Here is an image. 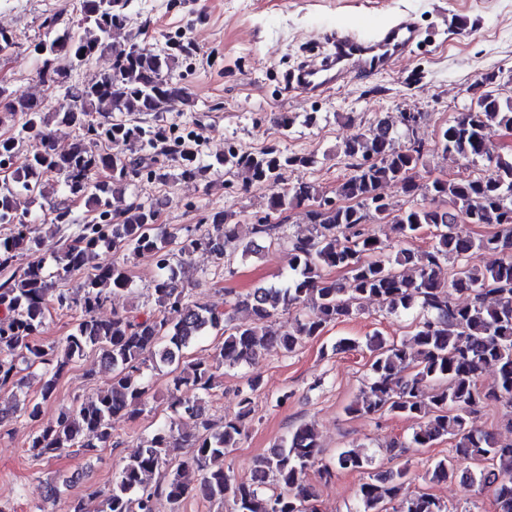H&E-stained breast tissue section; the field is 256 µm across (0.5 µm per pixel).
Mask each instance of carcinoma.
Listing matches in <instances>:
<instances>
[{"label":"carcinoma","mask_w":512,"mask_h":512,"mask_svg":"<svg viewBox=\"0 0 512 512\" xmlns=\"http://www.w3.org/2000/svg\"><path fill=\"white\" fill-rule=\"evenodd\" d=\"M131 0H81L75 37L59 31L58 18L44 26L53 37L41 40L43 54L38 78L50 94L64 84L70 71L97 56L110 57V65L87 84L70 85L64 102L48 109L45 96H13L0 85V125L23 119L15 132L0 138V156L18 153L24 140L41 141V149L28 154L21 166L0 182V224L11 225L10 236L0 239V269H13L0 283V391L21 386V373L42 368L39 401L26 403L23 417L37 423L28 443L29 454L50 460L67 449L94 451L114 445L112 421L123 416L136 420L146 407L148 370L170 368L176 395L171 402L173 419L140 438L112 482L103 512H159L163 495L169 512H180L188 494L185 474L202 473L199 492L211 502L231 505V512H318L307 476L317 463L319 449L313 429L304 424L268 454L255 460L251 475L238 478L224 469V458L236 448L248 429L251 395L259 379L247 377L239 390V411L220 426L206 414V397L216 387L221 366L236 368L262 353L290 354L307 339L319 336L330 324L355 318L362 302L382 300L393 313L410 312L411 332L401 342L375 335L367 342L371 359L369 383L360 398L345 408L349 415L392 414L410 416L417 426L406 441H396L390 451L398 458L405 448H428L434 442L455 441L454 455L434 461L429 480L459 479L465 488L477 486L491 492L496 512H512V445H500L493 433L470 423V415L490 401L512 409V257L493 267H483L479 256L486 251L512 249V153L502 154L491 144L493 128L512 131V96L490 92L477 96L470 107L441 131L436 148L445 157L469 163L486 161L494 173L459 179L434 178L426 186L428 202L395 210L383 193L396 185L412 197L416 174L427 153L425 144L412 137L421 113H399L398 125L378 119L366 132L348 140L343 153L351 159V172L336 184V204L310 182H284V172L312 167L316 155L289 153L271 145L258 152L233 146L216 162L203 163L196 154L181 152L178 141H169L163 130L151 125L114 122L112 113L154 114L185 96L173 81L179 56L190 47L175 44L157 53L137 37L122 41L113 30L123 24ZM98 122L99 140L83 138L64 152L50 143L49 126L81 128ZM181 158L182 175L194 178L224 168L248 174L250 183L268 188L264 215L250 227L252 237L240 239V225L231 224L224 210L206 217L208 223L161 230L160 211L152 203H133L122 212L109 213L108 196L122 197L135 179L125 172L163 179L154 168L158 157ZM57 173L66 192L110 215L107 224H83L77 236L59 251L55 275L47 274L40 252L44 244L33 235L19 211L20 197L44 194L40 175ZM302 208L312 224L307 237L291 241L286 279L260 286L234 306H242L250 321L235 323L227 312L190 301L181 279L182 262H174L172 246L183 238L194 250L205 251L222 262L224 273L234 274L235 259L260 253L265 245L284 239L282 215ZM51 221L73 223L72 210L48 203ZM392 224L407 243L426 226L433 228L432 243L425 249H400L395 256L386 245L364 232L369 219ZM494 225L499 231L476 237L464 226ZM148 254L157 274L152 295L158 310L146 315L112 313L99 320L95 312L115 293L132 287L125 260L94 263L97 251ZM29 256L15 266L20 254ZM410 265L415 275L399 267ZM340 271L349 280L332 276ZM72 283L60 288V283ZM467 294L470 302L459 305L451 292ZM61 310L80 311L72 331L59 345L43 343L47 297ZM295 311L286 330L273 329L272 319L281 311ZM224 341L220 361L189 360L186 351L211 332ZM102 355L110 376L94 394L61 409L49 422H40L41 404L55 397L60 377L71 363L88 353ZM493 365L497 380L484 389L479 370ZM189 422L197 428L182 429ZM192 448L168 474L164 488L151 487L148 478L168 465L176 451ZM469 468L457 472V462ZM372 459L355 450L336 456V467L362 471ZM273 481L274 489L267 488ZM409 468L379 471L359 489V512H446V506L426 491L410 492Z\"/></svg>","instance_id":"1"}]
</instances>
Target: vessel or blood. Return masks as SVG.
<instances>
[{
    "instance_id": "obj_1",
    "label": "vessel or blood",
    "mask_w": 512,
    "mask_h": 512,
    "mask_svg": "<svg viewBox=\"0 0 512 512\" xmlns=\"http://www.w3.org/2000/svg\"><path fill=\"white\" fill-rule=\"evenodd\" d=\"M419 37L409 17L370 35L357 28H339L327 37V53L316 63L297 66L288 81L299 92L315 96L355 74L386 73L395 61L410 54Z\"/></svg>"
}]
</instances>
